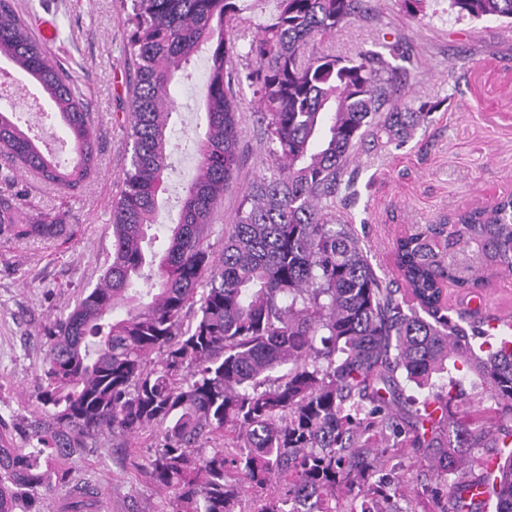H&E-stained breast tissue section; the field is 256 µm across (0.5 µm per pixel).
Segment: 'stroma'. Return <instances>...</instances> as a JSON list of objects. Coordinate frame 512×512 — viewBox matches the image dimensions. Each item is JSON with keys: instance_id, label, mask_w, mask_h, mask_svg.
Returning a JSON list of instances; mask_svg holds the SVG:
<instances>
[{"instance_id": "1", "label": "stroma", "mask_w": 512, "mask_h": 512, "mask_svg": "<svg viewBox=\"0 0 512 512\" xmlns=\"http://www.w3.org/2000/svg\"><path fill=\"white\" fill-rule=\"evenodd\" d=\"M366 13L335 34L309 45L352 57L396 45L405 58L397 98L418 109L434 103L427 123L404 144L368 134L355 149L336 191V214L353 224L375 272L393 286L401 278L393 260L396 240L425 224L451 222L456 213L512 195V24L502 18L457 16L448 0H421L409 12L404 0H365ZM240 11L224 24L235 40L229 66L247 72L250 40L276 14L278 0H238ZM19 14L38 22L50 62L69 68L93 119L98 167L82 190L43 183L15 168L13 190L25 213L50 214L70 229L51 239L0 238V416L13 442L37 408V368L54 320L94 288L112 258V201L130 166L126 144L130 0H15ZM0 70L16 87L13 120L59 167L78 156L48 94L7 59ZM205 54L187 74L176 75L172 94L181 123L173 129V169L159 198L158 230L176 223L183 187L196 173L192 135L203 120ZM239 103V165L218 205L211 237L220 243L254 176L271 164L247 83L234 87ZM450 314L483 305L512 320V276H493L481 299L445 285ZM147 448H127L105 435L69 459L72 484L97 488L101 512H163L164 493L141 470Z\"/></svg>"}]
</instances>
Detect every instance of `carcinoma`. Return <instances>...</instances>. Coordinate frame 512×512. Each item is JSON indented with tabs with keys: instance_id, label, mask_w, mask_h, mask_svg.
Returning a JSON list of instances; mask_svg holds the SVG:
<instances>
[{
	"instance_id": "obj_1",
	"label": "carcinoma",
	"mask_w": 512,
	"mask_h": 512,
	"mask_svg": "<svg viewBox=\"0 0 512 512\" xmlns=\"http://www.w3.org/2000/svg\"><path fill=\"white\" fill-rule=\"evenodd\" d=\"M364 0H278L254 37L244 79L259 105L272 167L256 176L222 248L210 236L214 207L238 165V106L227 65L234 47L224 21L237 0H131L130 169L112 207V260L48 337L38 368L41 412L27 447L1 433L0 512H45L70 483L66 460L103 433L154 449L145 466L169 512H404L408 479L384 473L387 449L423 451L445 479L434 512H463L456 449L491 438L508 449L472 495L512 512V424L479 421L512 411V324L457 318L448 282L486 287L475 265L459 268L445 247L475 243L482 263L512 275V195L457 215V229L427 224L398 240L404 288L379 277L334 197L353 150L370 129L404 143L432 111H408L380 53L344 59L304 54L316 36L351 21ZM474 19H512V0H448ZM208 56L205 131L197 174L184 187L178 223L162 244L148 235L170 167L174 76L200 50ZM49 94L72 135L78 162L58 170L0 108V176L20 165L75 191L97 168L95 130L68 73L51 64L13 0H0V57ZM51 216L27 221L18 196L0 194V236L49 238ZM143 287H137V282ZM453 369L468 367L488 405L468 425ZM413 386L424 392L405 395ZM359 490L336 499L352 479ZM98 492L75 487L64 512H90Z\"/></svg>"
}]
</instances>
